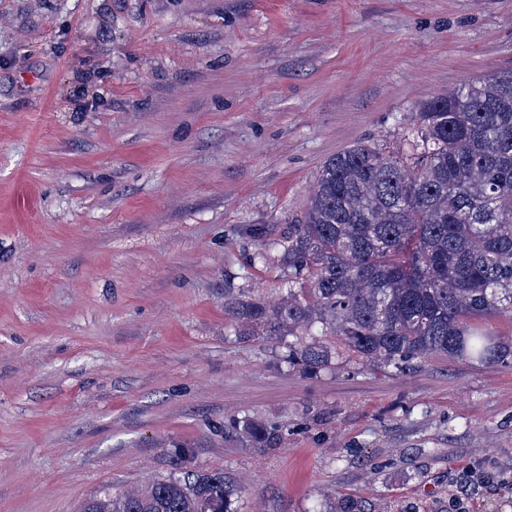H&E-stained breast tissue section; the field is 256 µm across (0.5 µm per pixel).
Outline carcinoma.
<instances>
[{"mask_svg": "<svg viewBox=\"0 0 512 512\" xmlns=\"http://www.w3.org/2000/svg\"><path fill=\"white\" fill-rule=\"evenodd\" d=\"M393 150L356 142L321 167L303 217L276 243L288 286L279 302L224 306L241 339L290 337L288 363L331 364L321 340L402 370L440 355L512 362V343L485 325L512 316V69L468 80L419 106ZM274 446L281 431L247 422ZM175 472L141 488L106 487L79 512H236V479ZM334 512H372L351 497Z\"/></svg>", "mask_w": 512, "mask_h": 512, "instance_id": "carcinoma-1", "label": "carcinoma"}]
</instances>
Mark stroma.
Returning <instances> with one entry per match:
<instances>
[{
  "mask_svg": "<svg viewBox=\"0 0 512 512\" xmlns=\"http://www.w3.org/2000/svg\"><path fill=\"white\" fill-rule=\"evenodd\" d=\"M510 67L512 0H0V512L182 451L237 512H512V366L305 372L224 313L328 158Z\"/></svg>",
  "mask_w": 512,
  "mask_h": 512,
  "instance_id": "1",
  "label": "stroma"
}]
</instances>
